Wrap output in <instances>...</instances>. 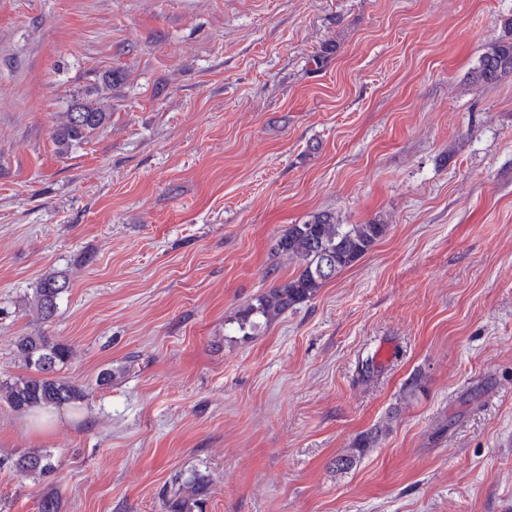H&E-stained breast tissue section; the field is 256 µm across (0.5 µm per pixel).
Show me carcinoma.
<instances>
[{
	"label": "carcinoma",
	"mask_w": 512,
	"mask_h": 512,
	"mask_svg": "<svg viewBox=\"0 0 512 512\" xmlns=\"http://www.w3.org/2000/svg\"><path fill=\"white\" fill-rule=\"evenodd\" d=\"M512 77V38L490 42L470 72L476 87L492 85ZM120 75L104 72L90 92L92 99L75 100L59 113L52 130L56 152L64 156L110 122L109 99L112 86ZM387 231V225L344 224L331 212H317L302 224H291L275 243V250L298 265L295 274L280 285L259 295L238 310L230 320L232 330L243 336L258 333L281 314L310 300L336 274L365 255ZM66 276L51 273L42 277L32 289L31 310L38 319L51 320L58 301L68 291ZM16 355L28 374L0 383V401L23 413L45 406H68L89 400L91 391L57 375L71 355L68 346L55 343L41 332L19 336L15 340ZM377 433L360 435L348 453L336 460L345 469L363 456L377 440ZM10 468L35 480L56 469L54 455L45 448L30 449L17 458L0 459V469ZM208 481L196 470L174 472L162 492L166 512H195L206 493Z\"/></svg>",
	"instance_id": "cac0c4a2"
}]
</instances>
